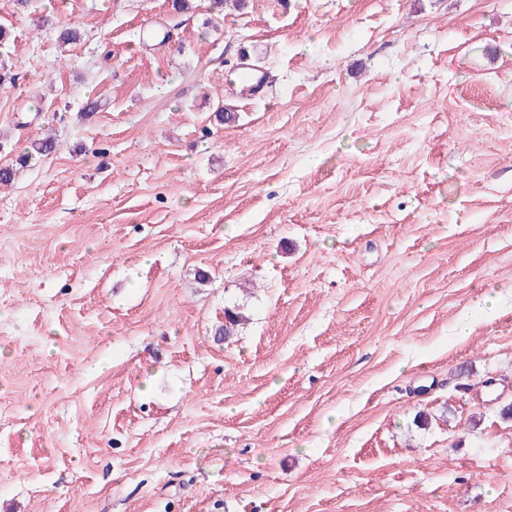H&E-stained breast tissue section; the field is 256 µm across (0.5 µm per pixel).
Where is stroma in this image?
Segmentation results:
<instances>
[{
    "mask_svg": "<svg viewBox=\"0 0 512 512\" xmlns=\"http://www.w3.org/2000/svg\"><path fill=\"white\" fill-rule=\"evenodd\" d=\"M0 28V512H512V0Z\"/></svg>",
    "mask_w": 512,
    "mask_h": 512,
    "instance_id": "obj_1",
    "label": "stroma"
}]
</instances>
